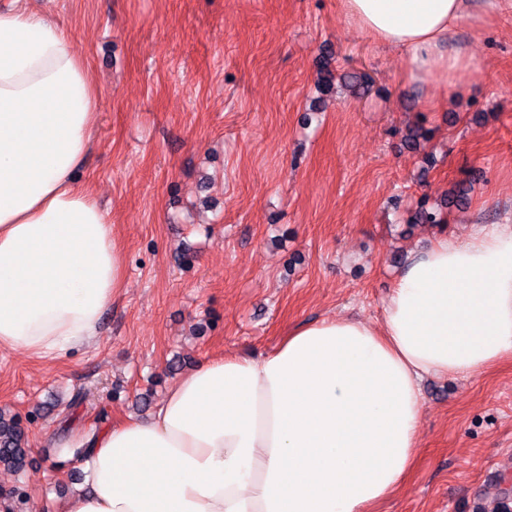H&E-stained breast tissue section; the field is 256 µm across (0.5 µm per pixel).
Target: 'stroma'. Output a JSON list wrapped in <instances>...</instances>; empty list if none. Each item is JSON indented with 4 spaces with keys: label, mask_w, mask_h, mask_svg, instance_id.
Wrapping results in <instances>:
<instances>
[{
    "label": "stroma",
    "mask_w": 512,
    "mask_h": 512,
    "mask_svg": "<svg viewBox=\"0 0 512 512\" xmlns=\"http://www.w3.org/2000/svg\"><path fill=\"white\" fill-rule=\"evenodd\" d=\"M36 5L69 27L99 88L81 179L111 213L127 279L94 346L56 361L0 349V409L32 457L0 467V495H28L20 512H57L86 438L142 394L156 403L201 362L271 352L302 322L378 323L398 256L512 216V16L458 26L448 48L470 67L446 90L409 81L408 57L349 26L340 0ZM423 198L444 227L411 223ZM422 393L417 466L382 512L512 497V359Z\"/></svg>",
    "instance_id": "35a3bbf8"
}]
</instances>
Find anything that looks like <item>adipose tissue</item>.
Returning a JSON list of instances; mask_svg holds the SVG:
<instances>
[{
	"instance_id": "ef3b65f1",
	"label": "adipose tissue",
	"mask_w": 512,
	"mask_h": 512,
	"mask_svg": "<svg viewBox=\"0 0 512 512\" xmlns=\"http://www.w3.org/2000/svg\"><path fill=\"white\" fill-rule=\"evenodd\" d=\"M408 54L409 77L462 81L463 21L512 0H340ZM98 88L66 29L29 0L0 12V348L56 360L96 343L126 280L115 227L78 181ZM512 355V225L411 254L379 326L324 318L260 356L199 364L149 419L95 431L62 512H378L419 454L420 383Z\"/></svg>"
}]
</instances>
